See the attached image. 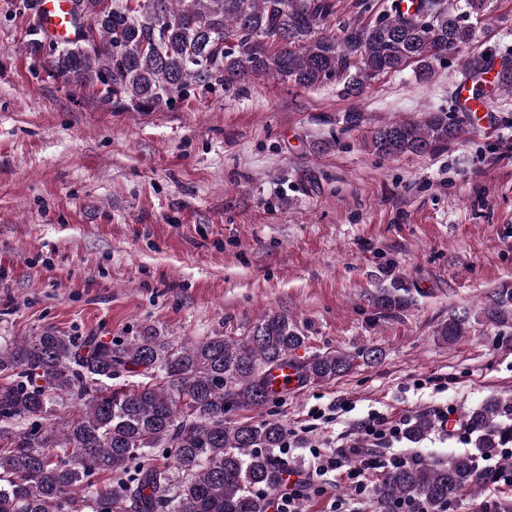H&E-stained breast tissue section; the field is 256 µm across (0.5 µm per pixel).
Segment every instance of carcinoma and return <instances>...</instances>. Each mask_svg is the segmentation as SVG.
Returning a JSON list of instances; mask_svg holds the SVG:
<instances>
[{
    "instance_id": "cac0c4a2",
    "label": "carcinoma",
    "mask_w": 512,
    "mask_h": 512,
    "mask_svg": "<svg viewBox=\"0 0 512 512\" xmlns=\"http://www.w3.org/2000/svg\"><path fill=\"white\" fill-rule=\"evenodd\" d=\"M72 0L93 29L97 48L46 44L29 28L25 50L45 53L52 70L74 83L103 86L115 111L172 109L191 90L233 88L274 76L302 88L336 82L358 96L379 76L415 65L429 82L438 62L477 41L479 19L493 0H391L378 18L327 32L336 0ZM512 49L486 47L460 65L474 97L481 77ZM463 132L457 118L432 112L421 123L374 129L379 155L434 153ZM400 279L375 298L383 317L408 300ZM482 319L512 329V289L485 303L479 316L463 310L437 335L454 344ZM308 336L287 315L263 314L246 336L175 342L152 328L123 342L90 333L45 329L0 342V512H266L287 464L277 449L288 438L278 421L229 425L227 405L260 409L273 401L271 371L296 365L303 382L331 381L354 359L337 351L295 363L290 354ZM149 381L114 388L124 374ZM69 415L55 419L56 407ZM473 452L438 463L391 468L374 485L383 512L416 500L429 512L494 480L479 459L512 447V398L492 399L466 416ZM423 414L408 425L418 442L433 430ZM161 448L174 464H158Z\"/></svg>"
}]
</instances>
